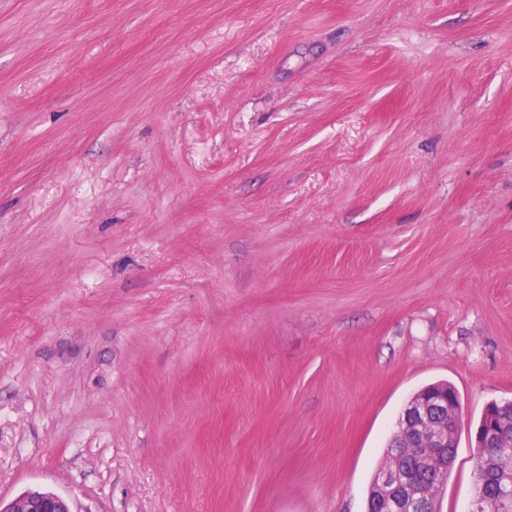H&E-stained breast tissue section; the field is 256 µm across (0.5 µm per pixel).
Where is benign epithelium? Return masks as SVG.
<instances>
[{"mask_svg":"<svg viewBox=\"0 0 512 512\" xmlns=\"http://www.w3.org/2000/svg\"><path fill=\"white\" fill-rule=\"evenodd\" d=\"M448 392L440 395L429 393L423 398L409 401L403 409L400 427L409 440V447L420 453L425 449L434 452L448 450L452 430L448 429ZM475 445L489 452L512 446V420L500 419L495 430L489 434L476 432ZM379 484L387 492L383 501L387 509L401 508L407 503L412 512L423 507L419 494L413 491L412 479L395 469L384 471ZM0 512H72L68 501L51 492H26L9 502L0 498Z\"/></svg>","mask_w":512,"mask_h":512,"instance_id":"1","label":"benign epithelium"}]
</instances>
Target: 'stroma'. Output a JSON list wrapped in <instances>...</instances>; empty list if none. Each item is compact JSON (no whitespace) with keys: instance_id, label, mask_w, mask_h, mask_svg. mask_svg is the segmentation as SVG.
<instances>
[{"instance_id":"35a3bbf8","label":"stroma","mask_w":512,"mask_h":512,"mask_svg":"<svg viewBox=\"0 0 512 512\" xmlns=\"http://www.w3.org/2000/svg\"><path fill=\"white\" fill-rule=\"evenodd\" d=\"M512 400V0H0V496L366 512ZM447 384L443 394L429 393L425 398L409 401L403 409L399 424L408 437V448H412L415 453H421L424 449L438 453L445 450L448 458L437 453L425 456L410 455L407 448H400L402 443L396 436H393L386 449L384 463L377 470L370 484L368 512H377L374 510L375 506H380L376 491L377 475L393 460L398 463L399 468L412 474L420 490L429 491L432 487L436 488L434 491H430V494H438L439 501L436 504L426 498L425 501L431 508H437L440 511L441 492L448 482L457 444L456 437L455 444L452 446L454 448H448L453 433L451 429H448V387L454 388V386L448 382L430 385L444 386ZM437 509L433 511H437Z\"/></svg>"}]
</instances>
